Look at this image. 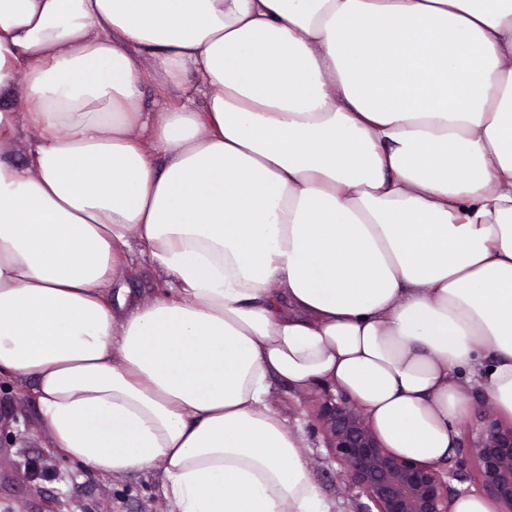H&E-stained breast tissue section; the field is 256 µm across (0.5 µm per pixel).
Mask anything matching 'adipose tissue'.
Masks as SVG:
<instances>
[{
    "mask_svg": "<svg viewBox=\"0 0 512 512\" xmlns=\"http://www.w3.org/2000/svg\"><path fill=\"white\" fill-rule=\"evenodd\" d=\"M17 97L0 379L64 457L157 470L173 512H331L272 380L341 386L430 464L460 374L512 417V0H0ZM120 286L129 288L131 295H135L141 300H147L162 288H167L163 279L155 271L150 256L148 254L141 255L137 248L131 256L128 274ZM120 286L113 284L109 287L110 300L115 301L116 292Z\"/></svg>",
    "mask_w": 512,
    "mask_h": 512,
    "instance_id": "adipose-tissue-1",
    "label": "adipose tissue"
}]
</instances>
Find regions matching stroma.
Wrapping results in <instances>:
<instances>
[{
	"label": "stroma",
	"mask_w": 512,
	"mask_h": 512,
	"mask_svg": "<svg viewBox=\"0 0 512 512\" xmlns=\"http://www.w3.org/2000/svg\"><path fill=\"white\" fill-rule=\"evenodd\" d=\"M123 285L146 300L164 281L149 255L136 252ZM32 388L27 380L0 383V512H171L158 472L102 476L58 454L36 426ZM319 392L315 384L298 391L277 382L268 403L290 428L306 434L309 476L332 501L333 512H357V492L337 477L323 432L309 415Z\"/></svg>",
	"instance_id": "obj_1"
}]
</instances>
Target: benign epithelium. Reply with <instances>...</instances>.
I'll return each mask as SVG.
<instances>
[{"mask_svg": "<svg viewBox=\"0 0 512 512\" xmlns=\"http://www.w3.org/2000/svg\"><path fill=\"white\" fill-rule=\"evenodd\" d=\"M337 476L365 498L360 512H448L450 500L473 492L512 512V422L489 417L454 459L424 465L385 447L354 400L325 386L315 404ZM467 484L457 489L450 480Z\"/></svg>", "mask_w": 512, "mask_h": 512, "instance_id": "benign-epithelium-1", "label": "benign epithelium"}]
</instances>
